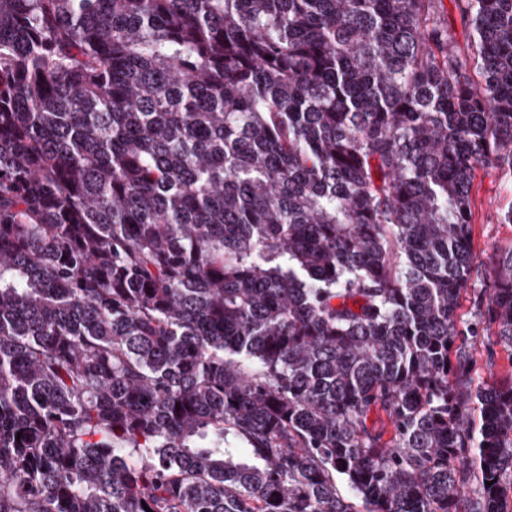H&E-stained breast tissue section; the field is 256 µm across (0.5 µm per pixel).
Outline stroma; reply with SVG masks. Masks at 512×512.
<instances>
[{"label": "stroma", "mask_w": 512, "mask_h": 512, "mask_svg": "<svg viewBox=\"0 0 512 512\" xmlns=\"http://www.w3.org/2000/svg\"><path fill=\"white\" fill-rule=\"evenodd\" d=\"M472 249L476 263L469 286L460 297L458 314L463 325L478 328L477 337L468 339L474 360L475 384L492 383L512 372V352L507 351L493 331L483 329L480 312L495 287L493 261L512 248V224L501 221L503 210L512 204V183L494 169H478L472 187Z\"/></svg>", "instance_id": "obj_1"}]
</instances>
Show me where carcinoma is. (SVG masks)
I'll return each instance as SVG.
<instances>
[{"label":"carcinoma","mask_w":512,"mask_h":512,"mask_svg":"<svg viewBox=\"0 0 512 512\" xmlns=\"http://www.w3.org/2000/svg\"><path fill=\"white\" fill-rule=\"evenodd\" d=\"M455 2L0 0V512H512V0ZM472 249L476 263L469 287L461 294L458 314L463 325L476 327L480 336L468 337L467 350L474 360V386L492 383L509 374V357L494 328L484 329L480 310L495 288L494 258L512 247V224L501 223V213L512 199L511 183L495 169L479 168L472 187Z\"/></svg>","instance_id":"1"}]
</instances>
